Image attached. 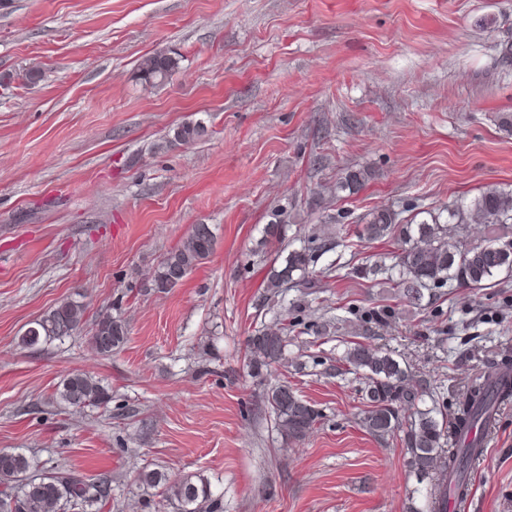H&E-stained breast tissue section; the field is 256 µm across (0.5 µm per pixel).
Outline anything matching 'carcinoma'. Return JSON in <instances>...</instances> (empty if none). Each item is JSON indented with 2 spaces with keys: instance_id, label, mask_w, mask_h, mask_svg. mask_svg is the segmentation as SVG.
Returning a JSON list of instances; mask_svg holds the SVG:
<instances>
[{
  "instance_id": "carcinoma-1",
  "label": "carcinoma",
  "mask_w": 512,
  "mask_h": 512,
  "mask_svg": "<svg viewBox=\"0 0 512 512\" xmlns=\"http://www.w3.org/2000/svg\"><path fill=\"white\" fill-rule=\"evenodd\" d=\"M180 58L165 52L145 57L135 79L156 86L167 81L179 68ZM206 134L200 122L182 125L175 140L194 142ZM365 180L362 170H350L336 182V191H357ZM428 218L407 224L398 223L397 214L387 208L375 209L362 219L359 237L378 240L397 237L399 252L388 264L382 259L365 270L399 289L402 298L421 304L424 291L441 288L455 281L463 287L479 289L499 274L512 276V241L492 237L484 243L463 245L454 240L450 224H488L512 226V189L492 187L467 200L460 199L438 211L427 210ZM211 228L200 232L192 226L186 238L168 252L152 278L161 290L183 281L213 251ZM313 263L308 248L288 251L280 267H270L266 291L282 294L290 288L310 283L306 275ZM85 306L66 298L45 312L22 336L29 347L42 341L73 335L80 329ZM127 341L125 324L110 314L95 323L90 342L102 356ZM288 327L257 330L247 337V356L254 377L279 366L286 359ZM336 372L353 374L362 380L364 409L361 423L379 438L402 435L409 454V467L419 478L437 477L420 506L407 512H448V492L464 497L469 492L474 466L484 456L485 441L501 406L512 400V356L492 360L488 370L474 380L455 402L452 421H447L444 402L431 381L413 379L410 368L395 358L392 351L365 342L346 344L337 359ZM59 400L71 407L104 405L108 395L104 386L86 372L73 370L62 380ZM267 402L276 415L281 434L288 440L303 439L321 418L313 404L302 399L287 384L267 393ZM33 460L23 453L0 451V512H90L108 496V485L92 482L71 471L34 473ZM142 484L164 487L162 506L176 512H219L221 502L213 497L209 482L201 476L187 477L170 484L159 471L139 474Z\"/></svg>"
}]
</instances>
